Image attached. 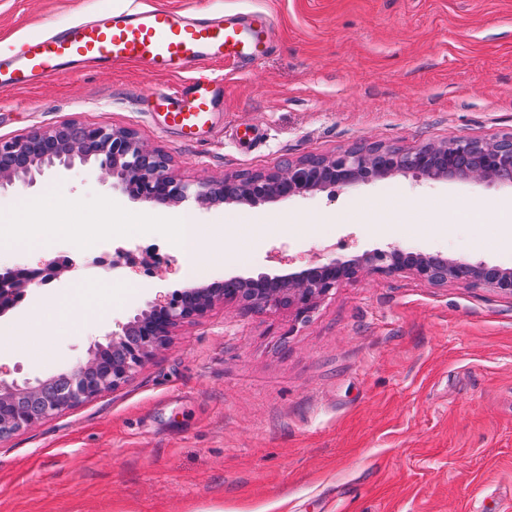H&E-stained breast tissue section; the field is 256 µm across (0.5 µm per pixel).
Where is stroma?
Returning <instances> with one entry per match:
<instances>
[{
	"label": "stroma",
	"instance_id": "1",
	"mask_svg": "<svg viewBox=\"0 0 512 512\" xmlns=\"http://www.w3.org/2000/svg\"><path fill=\"white\" fill-rule=\"evenodd\" d=\"M176 13L268 12L255 64L188 67L213 80L218 126L179 141L153 110L178 78L90 64L0 89V138L65 122L133 129L186 182L271 172L354 146L415 149L512 135V0H0V54L133 3ZM224 227L202 283L271 276L392 243L512 268V186L396 174L258 205L133 200L93 165L0 193L1 224H71L46 257L153 251L121 265L105 309L43 351L7 340L38 299L0 315V379L68 370L158 296L185 288L175 222ZM269 225L261 239L254 224ZM0 512H512V295L366 271L294 309L216 304L177 327L125 383L0 442Z\"/></svg>",
	"mask_w": 512,
	"mask_h": 512
}]
</instances>
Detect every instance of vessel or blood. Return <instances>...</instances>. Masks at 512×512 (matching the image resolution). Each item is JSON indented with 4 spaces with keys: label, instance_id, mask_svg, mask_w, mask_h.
I'll return each mask as SVG.
<instances>
[{
    "label": "vessel or blood",
    "instance_id": "obj_1",
    "mask_svg": "<svg viewBox=\"0 0 512 512\" xmlns=\"http://www.w3.org/2000/svg\"><path fill=\"white\" fill-rule=\"evenodd\" d=\"M273 19L262 10L228 20L193 18L146 8L104 14L95 23H73L64 31L24 39L0 60V89H27L48 82L80 60L112 66L137 63L176 76L188 65L233 61L255 63L272 42ZM167 128L183 142H198L218 121L209 83L195 78L156 101Z\"/></svg>",
    "mask_w": 512,
    "mask_h": 512
}]
</instances>
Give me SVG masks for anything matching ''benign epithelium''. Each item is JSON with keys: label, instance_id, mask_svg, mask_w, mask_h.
<instances>
[{"label": "benign epithelium", "instance_id": "7a95c632", "mask_svg": "<svg viewBox=\"0 0 512 512\" xmlns=\"http://www.w3.org/2000/svg\"><path fill=\"white\" fill-rule=\"evenodd\" d=\"M93 163L112 180V188L132 200L159 204L192 201L202 207L220 202L257 205L307 196L327 187L348 186L398 173L473 183L512 184V135L493 141L455 138L444 145L401 150L382 145L354 147L330 157L290 163L283 171L253 174L236 181L191 184L170 172V160L146 149L129 128L63 123L44 131L0 140V189L16 181L26 186L48 167L72 168ZM74 263L49 260L38 269L22 266L0 272V311L17 306L34 285L57 280ZM365 270L411 272L432 285L448 282L479 284L512 293V270L484 261L455 260L440 255L406 253L397 246L375 249L361 259L320 261L299 272L240 282L247 294H224V284L193 286L149 305L121 325L104 343H96L74 369L57 375L55 384L38 379L23 385L0 380V442L62 410L76 407L126 382L181 323L201 317L217 302L239 300L250 309L290 306L306 317L319 300Z\"/></svg>", "mask_w": 512, "mask_h": 512}]
</instances>
